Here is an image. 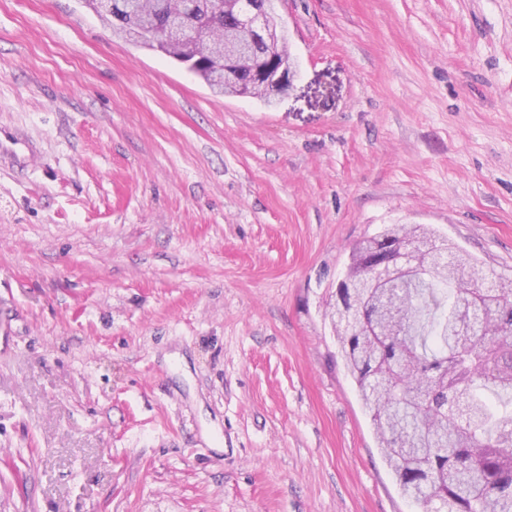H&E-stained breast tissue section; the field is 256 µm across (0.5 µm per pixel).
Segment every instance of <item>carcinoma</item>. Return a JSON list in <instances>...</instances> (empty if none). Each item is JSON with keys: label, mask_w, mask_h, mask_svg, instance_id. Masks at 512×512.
<instances>
[{"label": "carcinoma", "mask_w": 512, "mask_h": 512, "mask_svg": "<svg viewBox=\"0 0 512 512\" xmlns=\"http://www.w3.org/2000/svg\"><path fill=\"white\" fill-rule=\"evenodd\" d=\"M262 0H238L228 13L213 0H131L101 8L84 0L112 31L132 30L135 44L160 52L214 86L213 66L171 43L150 39L151 28L180 20L187 32L213 36L250 18ZM252 58L267 44L250 31ZM400 231L425 239L434 265L391 288H340L336 297L365 319L336 311V335L385 461L401 491L421 512H512V281L482 288L465 277L468 254L457 261L448 240L424 224ZM389 225L355 248L360 264L371 243L387 240Z\"/></svg>", "instance_id": "cac0c4a2"}]
</instances>
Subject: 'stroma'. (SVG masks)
<instances>
[{
    "label": "stroma",
    "mask_w": 512,
    "mask_h": 512,
    "mask_svg": "<svg viewBox=\"0 0 512 512\" xmlns=\"http://www.w3.org/2000/svg\"><path fill=\"white\" fill-rule=\"evenodd\" d=\"M281 14L269 105L0 0V512H416L325 306L387 224L512 275V0ZM29 143L16 135L0 130V155L9 153L20 163H24L31 155Z\"/></svg>",
    "instance_id": "obj_1"
}]
</instances>
